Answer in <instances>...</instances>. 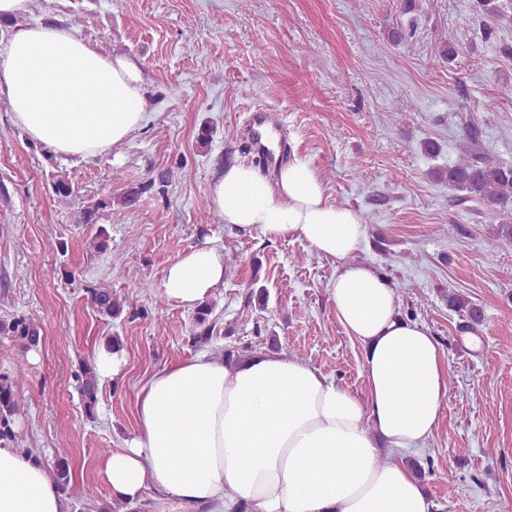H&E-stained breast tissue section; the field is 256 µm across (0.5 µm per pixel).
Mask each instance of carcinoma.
I'll use <instances>...</instances> for the list:
<instances>
[{"instance_id":"carcinoma-1","label":"carcinoma","mask_w":512,"mask_h":512,"mask_svg":"<svg viewBox=\"0 0 512 512\" xmlns=\"http://www.w3.org/2000/svg\"><path fill=\"white\" fill-rule=\"evenodd\" d=\"M431 176L460 192L453 199L455 206L468 212H486L500 219L495 239L487 243L489 252H494L501 242H512V163L502 161L480 147L477 128L469 129L461 144L459 159L446 167L433 170ZM170 181V172L161 171L147 185L128 191L123 195L122 202L126 206H133L139 202L143 193L155 186L162 192ZM90 296L91 305L99 314L112 319L122 312L121 304L112 291L94 288L90 290ZM448 305L465 314L468 328L472 331L484 321L481 307L469 299L450 294ZM210 315L211 308L205 304L195 312L194 339L199 343L209 341L213 335L215 324L210 322ZM0 335L11 338L28 350L38 347L42 341L39 325L25 317L0 321ZM75 379L86 413L94 414L99 393V380L94 365H81ZM19 388V380L10 376L0 377V441L14 437L11 417L18 410ZM51 471L60 486L69 485L71 470L67 460H57L51 466Z\"/></svg>"}]
</instances>
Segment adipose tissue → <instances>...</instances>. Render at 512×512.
<instances>
[{
    "label": "adipose tissue",
    "mask_w": 512,
    "mask_h": 512,
    "mask_svg": "<svg viewBox=\"0 0 512 512\" xmlns=\"http://www.w3.org/2000/svg\"><path fill=\"white\" fill-rule=\"evenodd\" d=\"M0 98L31 139L63 158L103 155L147 118L140 68L54 24L12 30ZM209 196L225 224L291 234L336 260L331 298L363 350L367 396L282 352L228 363L200 350L143 380L134 438L97 460L110 500L130 508L152 491L179 512H433L404 454L440 424L443 351L400 316L381 270L354 261L366 224L330 200L300 155L272 180L243 161L226 165ZM223 282L222 256L204 244L169 266L164 292L197 307ZM64 498L44 458L0 442V512H63Z\"/></svg>",
    "instance_id": "adipose-tissue-1"
}]
</instances>
